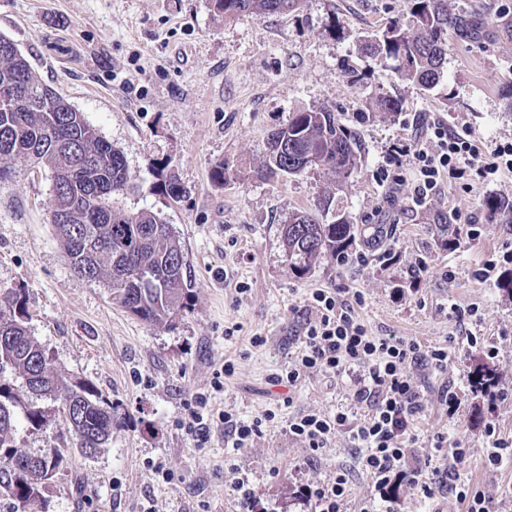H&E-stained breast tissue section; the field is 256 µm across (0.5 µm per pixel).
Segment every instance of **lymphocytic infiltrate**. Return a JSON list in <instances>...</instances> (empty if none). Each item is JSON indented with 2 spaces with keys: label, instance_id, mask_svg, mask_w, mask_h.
I'll return each instance as SVG.
<instances>
[{
  "label": "lymphocytic infiltrate",
  "instance_id": "1",
  "mask_svg": "<svg viewBox=\"0 0 512 512\" xmlns=\"http://www.w3.org/2000/svg\"><path fill=\"white\" fill-rule=\"evenodd\" d=\"M390 162L398 169L410 163L411 199L420 207L445 182L475 176L494 183L511 174L512 142L488 146L475 139L467 126L434 118L424 135L413 139L404 157H391ZM363 301L358 290L313 289L308 302L316 317L309 322L294 360L274 381L293 388L312 374L349 377L354 403L367 409L364 418L355 419L351 410L341 407L331 414L297 412L288 418L289 434L319 453L330 447L337 434L348 433L358 453L357 463L374 488L361 512H384L386 491L397 478L407 480L424 499L449 498L465 505V512H488L485 493L459 476L468 454L462 440L441 432L433 437L436 450L448 459L449 478L445 481H425L430 463L412 452L418 440L414 421L422 412L424 387L417 375L447 372L457 347L455 340L425 348L402 336L372 335L355 312ZM276 417V411L268 410L250 420L240 419L214 408L210 394L200 393L195 409L180 420L179 427L201 448L208 443L214 425L220 424L226 442L245 448L261 434L263 425ZM350 491L349 475L340 469L332 481L306 488L305 496L312 512H344Z\"/></svg>",
  "mask_w": 512,
  "mask_h": 512
}]
</instances>
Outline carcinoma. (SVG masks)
<instances>
[{"label":"carcinoma","instance_id":"carcinoma-1","mask_svg":"<svg viewBox=\"0 0 512 512\" xmlns=\"http://www.w3.org/2000/svg\"><path fill=\"white\" fill-rule=\"evenodd\" d=\"M412 26L391 23L368 37L366 46L397 62L401 76L424 89L436 86L448 55V34L469 38L483 35L482 17H461L448 9V0H410ZM299 0H215L226 17L284 13ZM19 78L41 88L25 56L9 38L0 35V83ZM377 109L390 115L401 101L389 94L376 98ZM288 147L296 155L318 157L317 168L336 175L341 185L352 175L364 151L359 131L334 111L316 108L295 112L268 135V162L257 172L261 179L297 175ZM28 159L61 180L54 191L52 210H64L68 224H53L71 270L86 280L108 281L112 302L153 325L171 321L187 306L191 283L180 241L169 225L148 212L126 215L112 209V195L128 184L124 155L105 141L81 112L66 99H53L49 109L6 112L0 109V183L9 170L4 163ZM162 190L174 201L184 188L175 175L163 179ZM329 197L311 210L294 213L282 226V240L292 273L302 277L324 257L347 252L356 225L345 214H333ZM490 216L512 223V201L497 196L486 200ZM27 311L20 296L0 302V496L24 506L45 500L51 480L64 461L60 448L30 455L14 448L21 409L27 422L41 427L45 410L24 402L39 394L73 401L67 424L84 454L98 453L112 438L119 418L112 404L88 381L66 384L50 366L44 351L26 325Z\"/></svg>","mask_w":512,"mask_h":512}]
</instances>
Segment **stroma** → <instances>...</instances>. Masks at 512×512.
I'll list each match as a JSON object with an SVG mask.
<instances>
[{
    "label": "stroma",
    "mask_w": 512,
    "mask_h": 512,
    "mask_svg": "<svg viewBox=\"0 0 512 512\" xmlns=\"http://www.w3.org/2000/svg\"><path fill=\"white\" fill-rule=\"evenodd\" d=\"M489 2L448 0L456 14L483 8L487 36L450 37L444 75L427 91L401 78L394 61L360 49L391 22L411 26L409 0H300L286 14L232 18L213 0H0V34L42 83L123 152L129 180L113 197L114 209L150 211L168 224L192 284L189 306L167 326L118 308L106 281L77 277L64 257L50 220L51 171L10 162L0 184V293L22 294L29 331L58 373L91 382L120 418L109 445L92 456L75 450L61 402L50 403L43 427L19 421V450L66 451L37 512H234L225 496L228 457L249 478L254 512H309L300 489L331 480L340 466L352 480L346 512H359L372 487L347 435L314 455L282 426L234 451L223 431L198 448L177 427L224 359L235 373L224 381L223 405L238 417L259 415L288 394L296 412L349 403L345 377L312 376L293 392L271 383L315 317L304 302L313 288L360 289L358 313L373 335L405 336L424 347L478 321L481 336L497 344V358L486 360L476 347L457 350L446 378L459 384L490 366L499 396L467 395L451 422L436 388H427L415 454L435 456V432L461 437L469 448L465 478L485 492L489 512H512V499L501 494L512 484V467H487L483 437L491 420L512 437V297L499 284L512 270L501 269L492 283L472 275L512 242V224L484 208L492 195L512 200V178L452 185L419 210L404 192L380 184L392 153L431 117L467 122L489 144L512 141L505 98L512 39L500 33ZM386 92L403 103L397 116L374 110ZM312 107L338 112L358 129L366 154L356 172L342 185L314 170L257 178L269 133ZM219 164L229 174L223 183L210 177ZM169 172L185 189L176 203L162 191ZM326 195L357 224L356 238L346 260L323 259L296 277L281 227ZM440 214L447 223H437ZM472 216L480 235L466 242L464 221ZM421 263L427 270L419 276ZM240 283L246 293L237 292ZM452 303L456 312H447ZM257 334L266 338L259 347L250 342ZM150 461L162 462L174 482L152 477Z\"/></svg>",
    "instance_id": "1"
}]
</instances>
